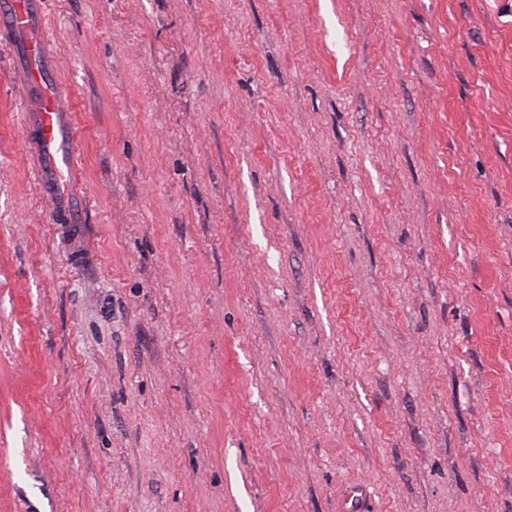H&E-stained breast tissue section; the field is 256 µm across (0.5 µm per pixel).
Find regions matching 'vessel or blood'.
<instances>
[{
	"instance_id": "obj_1",
	"label": "vessel or blood",
	"mask_w": 512,
	"mask_h": 512,
	"mask_svg": "<svg viewBox=\"0 0 512 512\" xmlns=\"http://www.w3.org/2000/svg\"><path fill=\"white\" fill-rule=\"evenodd\" d=\"M0 47L7 48L13 60L25 144L42 200L55 223L79 231L84 198L77 188L74 104L56 82L58 62L48 44L43 0H0Z\"/></svg>"
}]
</instances>
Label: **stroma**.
Wrapping results in <instances>:
<instances>
[{
	"label": "stroma",
	"instance_id": "stroma-1",
	"mask_svg": "<svg viewBox=\"0 0 512 512\" xmlns=\"http://www.w3.org/2000/svg\"><path fill=\"white\" fill-rule=\"evenodd\" d=\"M82 245L0 49V512H512V0H45Z\"/></svg>",
	"mask_w": 512,
	"mask_h": 512
}]
</instances>
